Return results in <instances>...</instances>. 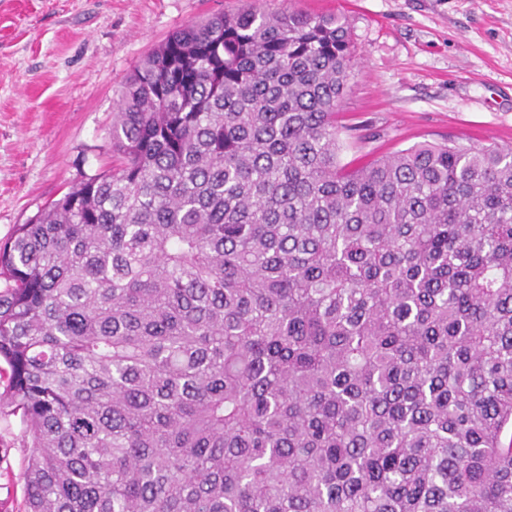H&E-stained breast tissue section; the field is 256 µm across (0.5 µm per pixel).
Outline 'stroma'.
I'll return each instance as SVG.
<instances>
[{
  "label": "stroma",
  "mask_w": 512,
  "mask_h": 512,
  "mask_svg": "<svg viewBox=\"0 0 512 512\" xmlns=\"http://www.w3.org/2000/svg\"><path fill=\"white\" fill-rule=\"evenodd\" d=\"M337 13L353 66L338 159L419 142L512 148V0H0V242L109 173L117 94L171 33L245 6ZM19 415L0 411V512H25Z\"/></svg>",
  "instance_id": "35a3bbf8"
}]
</instances>
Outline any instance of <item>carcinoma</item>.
<instances>
[{
    "mask_svg": "<svg viewBox=\"0 0 512 512\" xmlns=\"http://www.w3.org/2000/svg\"><path fill=\"white\" fill-rule=\"evenodd\" d=\"M350 68L337 14L189 23L0 243L26 512H512V149L342 165Z\"/></svg>",
    "mask_w": 512,
    "mask_h": 512,
    "instance_id": "obj_1",
    "label": "carcinoma"
}]
</instances>
